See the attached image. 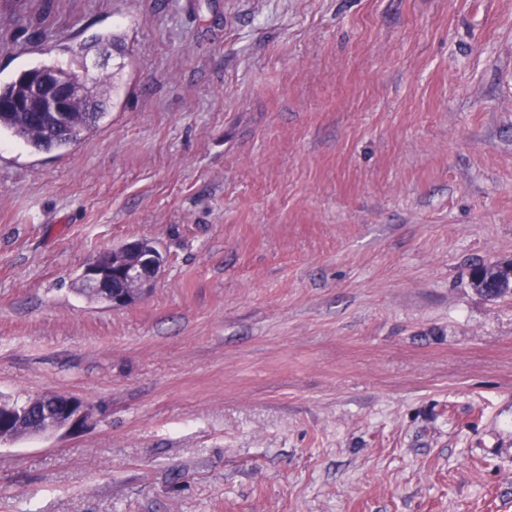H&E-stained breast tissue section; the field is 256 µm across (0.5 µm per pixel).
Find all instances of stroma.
Returning <instances> with one entry per match:
<instances>
[{
	"instance_id": "35a3bbf8",
	"label": "stroma",
	"mask_w": 512,
	"mask_h": 512,
	"mask_svg": "<svg viewBox=\"0 0 512 512\" xmlns=\"http://www.w3.org/2000/svg\"><path fill=\"white\" fill-rule=\"evenodd\" d=\"M81 56L97 129L0 135V400L95 417L0 512H512V0H0V83ZM159 248L147 240H133L93 259L79 279L83 288L97 293V300L112 308L137 300L160 275Z\"/></svg>"
}]
</instances>
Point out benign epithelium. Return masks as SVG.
<instances>
[{
    "label": "benign epithelium",
    "mask_w": 512,
    "mask_h": 512,
    "mask_svg": "<svg viewBox=\"0 0 512 512\" xmlns=\"http://www.w3.org/2000/svg\"><path fill=\"white\" fill-rule=\"evenodd\" d=\"M88 69L78 73L47 67L28 79L26 98L15 101L22 112L33 113L39 123L67 131L73 126V107L88 100ZM159 248L147 240H133L93 259L80 275L82 287L97 293V300L121 308L137 300L144 287L160 275ZM34 399L25 408L0 402V441L22 435L40 436L60 430L79 431L93 420L95 409L69 394H54L36 409Z\"/></svg>",
    "instance_id": "obj_1"
}]
</instances>
